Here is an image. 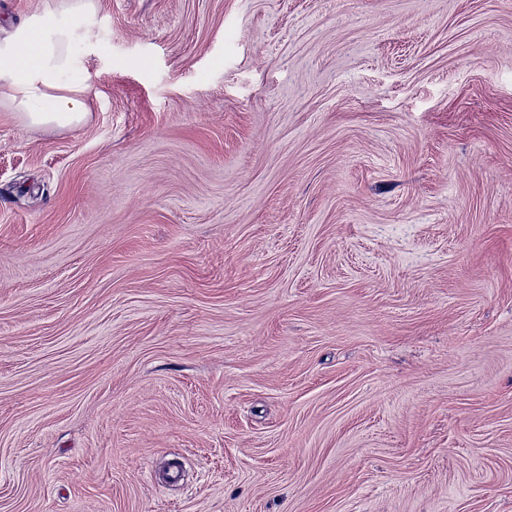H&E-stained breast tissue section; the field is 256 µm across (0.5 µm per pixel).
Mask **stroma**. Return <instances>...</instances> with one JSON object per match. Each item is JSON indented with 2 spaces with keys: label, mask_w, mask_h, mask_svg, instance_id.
<instances>
[{
  "label": "stroma",
  "mask_w": 512,
  "mask_h": 512,
  "mask_svg": "<svg viewBox=\"0 0 512 512\" xmlns=\"http://www.w3.org/2000/svg\"><path fill=\"white\" fill-rule=\"evenodd\" d=\"M0 101V512H512V0H94ZM0 41V99L29 126L67 127L86 117L88 79L73 49L80 33L91 40L93 1H62Z\"/></svg>",
  "instance_id": "1"
}]
</instances>
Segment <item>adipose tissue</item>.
<instances>
[{"mask_svg": "<svg viewBox=\"0 0 512 512\" xmlns=\"http://www.w3.org/2000/svg\"><path fill=\"white\" fill-rule=\"evenodd\" d=\"M92 0H67L0 41V99L30 126L67 127L86 117L88 79L73 49L89 36Z\"/></svg>", "mask_w": 512, "mask_h": 512, "instance_id": "adipose-tissue-1", "label": "adipose tissue"}]
</instances>
